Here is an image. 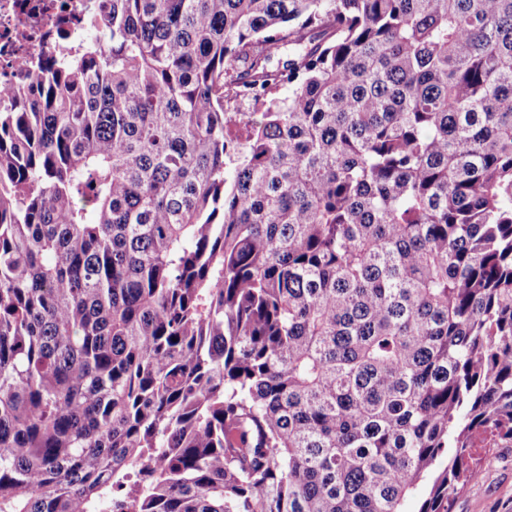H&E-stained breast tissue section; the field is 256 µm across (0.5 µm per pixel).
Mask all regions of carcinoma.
<instances>
[{
    "instance_id": "carcinoma-1",
    "label": "carcinoma",
    "mask_w": 512,
    "mask_h": 512,
    "mask_svg": "<svg viewBox=\"0 0 512 512\" xmlns=\"http://www.w3.org/2000/svg\"><path fill=\"white\" fill-rule=\"evenodd\" d=\"M82 23L0 87V512H449L512 444V0Z\"/></svg>"
}]
</instances>
